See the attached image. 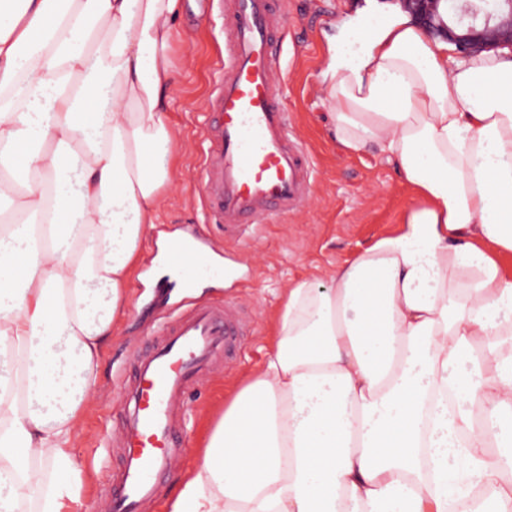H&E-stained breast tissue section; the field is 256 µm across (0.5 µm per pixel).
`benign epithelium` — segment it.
<instances>
[{"label": "benign epithelium", "mask_w": 512, "mask_h": 512, "mask_svg": "<svg viewBox=\"0 0 512 512\" xmlns=\"http://www.w3.org/2000/svg\"><path fill=\"white\" fill-rule=\"evenodd\" d=\"M402 10L431 34L475 56L512 50V0H398Z\"/></svg>", "instance_id": "obj_1"}]
</instances>
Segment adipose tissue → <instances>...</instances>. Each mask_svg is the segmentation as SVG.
<instances>
[{
  "mask_svg": "<svg viewBox=\"0 0 512 512\" xmlns=\"http://www.w3.org/2000/svg\"><path fill=\"white\" fill-rule=\"evenodd\" d=\"M179 0H0V512H74L72 454L172 184ZM343 150L417 199L403 233L287 290L277 342L167 512H507L512 55L400 15L328 39Z\"/></svg>",
  "mask_w": 512,
  "mask_h": 512,
  "instance_id": "1",
  "label": "adipose tissue"
}]
</instances>
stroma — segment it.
Returning <instances> with one entry per match:
<instances>
[{
	"instance_id": "obj_1",
	"label": "stroma",
	"mask_w": 512,
	"mask_h": 512,
	"mask_svg": "<svg viewBox=\"0 0 512 512\" xmlns=\"http://www.w3.org/2000/svg\"><path fill=\"white\" fill-rule=\"evenodd\" d=\"M377 6L394 10L398 4L288 0L284 103L292 133L312 157L311 196L288 218L252 225L241 237L228 238L222 225L210 221L199 198L203 141L218 80L216 62L224 53V17L217 0H181L169 52L174 93L166 112L178 138L170 159L176 187L164 192L157 225L166 239L194 232L207 236L214 248L212 260L224 276L199 280L189 290L180 288L179 276L166 267V240L146 236L131 273L129 314L101 358L95 401L75 442L84 473L82 512H105L108 476L117 464L112 419L119 411L120 379L130 372L132 356L146 342L149 326L171 314L186 297L234 303L250 321L237 359L202 378L186 403L188 452L165 480L152 510L167 512L182 475L200 462L209 431L275 343L287 288L312 279L328 286L327 271L379 238L403 231V217L416 203L414 195L377 150L353 155L341 149L330 132L332 107L320 84L327 39L338 35L359 11Z\"/></svg>"
}]
</instances>
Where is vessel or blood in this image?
<instances>
[{
    "label": "vessel or blood",
    "mask_w": 512,
    "mask_h": 512,
    "mask_svg": "<svg viewBox=\"0 0 512 512\" xmlns=\"http://www.w3.org/2000/svg\"><path fill=\"white\" fill-rule=\"evenodd\" d=\"M284 0H224L222 59L201 162L200 198L228 236L296 212L309 198L312 163L288 130L281 40ZM170 265L187 283L210 274L199 240L169 243ZM152 343L134 358L117 430L120 466L112 474L108 512H145L187 452L180 435L185 397L217 359L233 361L244 324L231 304L190 303L158 323Z\"/></svg>",
    "instance_id": "obj_1"
}]
</instances>
